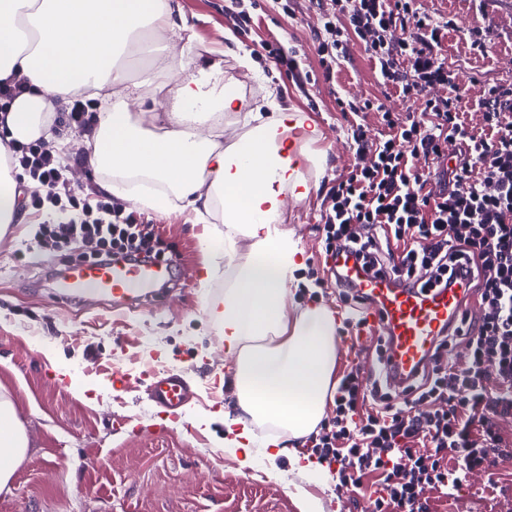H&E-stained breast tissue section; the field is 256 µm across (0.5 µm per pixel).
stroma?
Segmentation results:
<instances>
[{"label": "stroma", "mask_w": 512, "mask_h": 512, "mask_svg": "<svg viewBox=\"0 0 512 512\" xmlns=\"http://www.w3.org/2000/svg\"><path fill=\"white\" fill-rule=\"evenodd\" d=\"M195 40L184 46L167 33L169 48L184 50L190 71L219 66L225 83L236 87L243 113L225 117L224 139L248 134L249 112L266 113L275 95L286 97L301 125L291 133L302 148L299 165L313 189L305 199L288 198L279 218L300 249L288 303L342 307L325 266L323 223L327 190L354 164L350 123L359 119L369 138L385 127L377 112L359 116L337 111V98L354 102L378 97L394 112L410 104L379 78L361 43L350 47L333 81H325L316 53L315 0H174ZM431 15L452 21L445 50L469 106L474 129L484 122L476 101L487 84L512 83V0H421ZM245 11L249 23H238ZM487 31L484 53L471 50L474 27ZM237 43L226 47L224 35ZM290 53L309 73L298 87L285 68L269 58L267 46ZM249 54L253 70L241 66ZM57 126L68 138L65 181L74 200L106 195L112 177L88 168L86 131L70 126L58 112ZM137 220L154 225L168 259L177 261L160 303L122 304L108 297L72 305L58 298L53 269L83 257L82 242L44 245L37 230L65 216L51 205L24 206L20 224L0 237V390L24 420L31 447L17 467L10 490L0 493V512H299L307 497L319 512H370L375 475L361 485L335 479L319 482L294 469L288 456L262 455L274 428L252 424L254 464L241 468L225 443L231 435L226 414L237 397L230 381L233 358L224 353L220 326L208 314L223 299L236 265L219 261L217 277L201 287L210 258L204 237L219 238L225 227L217 212L195 216L127 204ZM184 373L190 398L181 423L164 425L147 384V369ZM136 378L128 390L112 387L114 371ZM432 512H512V458L491 472L477 471L451 495L432 493Z\"/></svg>", "instance_id": "stroma-1"}]
</instances>
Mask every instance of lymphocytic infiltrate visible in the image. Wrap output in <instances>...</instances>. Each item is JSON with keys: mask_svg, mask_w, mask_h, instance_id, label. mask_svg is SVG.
<instances>
[{"mask_svg": "<svg viewBox=\"0 0 512 512\" xmlns=\"http://www.w3.org/2000/svg\"><path fill=\"white\" fill-rule=\"evenodd\" d=\"M319 15L324 35L317 55L325 80H332L355 40L381 84L413 105L399 115L376 98L359 104L337 99L342 112L381 113L389 132L373 140L363 124L352 123L357 162L326 194V252L348 251L366 271L392 272L410 290L464 285L483 315L439 337L436 352L460 341L469 358L462 368L436 364L422 373L413 386L415 410L391 404L382 376L344 375L332 427L313 450L334 467L339 482L355 485L366 472L379 474L372 512H430L426 491L458 489L473 471L512 455L498 426L500 418L512 417V87L484 88L477 105L489 134H475L442 53L449 24L420 0H330ZM451 141L464 155L446 164L442 146ZM17 151L41 191L34 205L69 195L46 143ZM421 158L439 162L438 171L422 173ZM70 224L96 239L98 263L154 255L140 225L112 202L84 203Z\"/></svg>", "mask_w": 512, "mask_h": 512, "instance_id": "1", "label": "lymphocytic infiltrate"}]
</instances>
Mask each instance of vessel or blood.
<instances>
[{
    "mask_svg": "<svg viewBox=\"0 0 512 512\" xmlns=\"http://www.w3.org/2000/svg\"><path fill=\"white\" fill-rule=\"evenodd\" d=\"M331 267L343 279L357 284L360 293L369 298L363 327L369 333L382 334L389 348L384 359L373 363V370L385 374L389 387L410 393L442 331L469 316L462 289L452 287L428 296L411 294L392 285L389 279L367 275L355 258L345 252L332 257ZM169 271V265L164 263L127 261L109 266H73L68 271L61 298L71 302L118 294L151 302L156 298V286L168 277ZM147 378L156 406L167 418H177L187 398L184 377L177 372L153 370Z\"/></svg>",
    "mask_w": 512,
    "mask_h": 512,
    "instance_id": "b4317fda",
    "label": "vessel or blood"
}]
</instances>
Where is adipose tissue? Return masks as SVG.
<instances>
[{
  "mask_svg": "<svg viewBox=\"0 0 512 512\" xmlns=\"http://www.w3.org/2000/svg\"><path fill=\"white\" fill-rule=\"evenodd\" d=\"M176 25L171 0H0V81L25 82L0 125V236L19 221L25 175L7 161L10 143L55 141L54 112L80 96L102 97L90 164L120 175L113 193L157 211L176 201L199 213L221 200L225 257H234L236 236L250 242L247 259L210 313L235 358L238 410L285 432L264 443L273 461L283 453L284 438L306 437L322 421L336 366L332 312H288L298 247L276 219L284 190L306 185L288 142L296 123L288 107L277 105L236 143L198 139L194 127L216 112L238 111L242 102L212 73L180 78L184 61L155 39ZM121 47L149 53L142 86L172 82L164 133L135 123L129 85L116 66ZM29 447L13 400L0 392V491L8 489Z\"/></svg>",
  "mask_w": 512,
  "mask_h": 512,
  "instance_id": "1",
  "label": "adipose tissue"
}]
</instances>
